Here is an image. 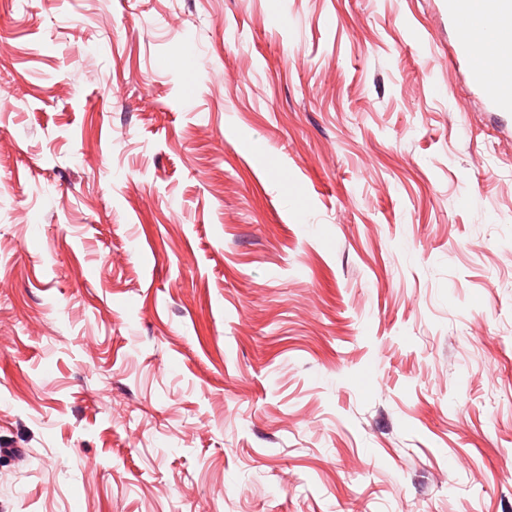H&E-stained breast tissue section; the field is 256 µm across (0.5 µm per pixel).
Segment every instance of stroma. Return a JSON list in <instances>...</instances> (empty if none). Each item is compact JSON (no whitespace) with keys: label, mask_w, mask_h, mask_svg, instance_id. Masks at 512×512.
<instances>
[{"label":"stroma","mask_w":512,"mask_h":512,"mask_svg":"<svg viewBox=\"0 0 512 512\" xmlns=\"http://www.w3.org/2000/svg\"><path fill=\"white\" fill-rule=\"evenodd\" d=\"M441 0H0V512H512V113Z\"/></svg>","instance_id":"obj_1"}]
</instances>
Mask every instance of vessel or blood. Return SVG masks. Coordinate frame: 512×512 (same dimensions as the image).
I'll return each mask as SVG.
<instances>
[{
  "mask_svg": "<svg viewBox=\"0 0 512 512\" xmlns=\"http://www.w3.org/2000/svg\"><path fill=\"white\" fill-rule=\"evenodd\" d=\"M454 32L457 56L468 66L472 85L494 112H512V0H444ZM484 14L487 25L475 37L471 21ZM497 50L491 66L481 62L482 44Z\"/></svg>",
  "mask_w": 512,
  "mask_h": 512,
  "instance_id": "vessel-or-blood-1",
  "label": "vessel or blood"
}]
</instances>
